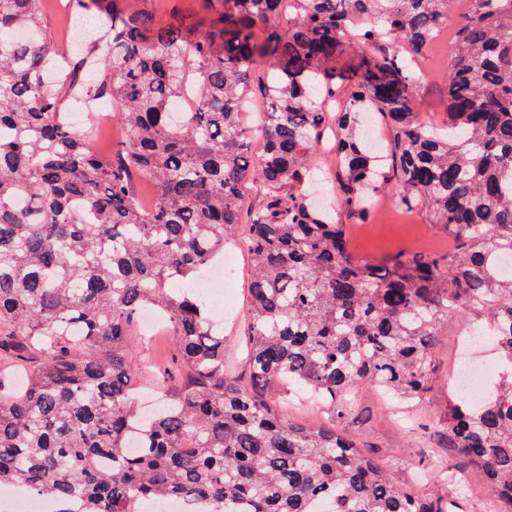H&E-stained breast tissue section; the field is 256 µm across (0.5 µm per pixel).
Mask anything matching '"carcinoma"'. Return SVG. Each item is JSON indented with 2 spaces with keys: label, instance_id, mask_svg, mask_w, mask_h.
Listing matches in <instances>:
<instances>
[{
  "label": "carcinoma",
  "instance_id": "obj_1",
  "mask_svg": "<svg viewBox=\"0 0 512 512\" xmlns=\"http://www.w3.org/2000/svg\"><path fill=\"white\" fill-rule=\"evenodd\" d=\"M107 16L65 75L47 65L54 36L40 0H0V352L25 373L0 394V485L21 482L59 512H129L181 497L214 512H460L439 493L416 498L340 425L347 393L370 385L408 402L434 380L440 336L477 309L500 372L479 405L455 395L448 446L482 468L494 512H512V0H76ZM454 31L446 122L412 112L415 57ZM23 31V41L1 38ZM387 37L397 52L368 53ZM276 72L262 130L246 120L250 71ZM95 65L98 81L83 71ZM347 90L336 114V184L349 219L390 188L426 209L458 246L387 262L352 254L346 225L303 186L329 126L321 93ZM193 111L175 121L186 85ZM112 100L121 148L94 152L63 104ZM389 120L383 145L358 118ZM150 181L143 207L134 176ZM251 279L242 337L247 381L224 361L209 299L193 288L241 224ZM171 327L185 380L172 404L137 414L127 367L141 310ZM293 383L338 424L290 422ZM139 452L126 453L131 430ZM193 441V452L182 445Z\"/></svg>",
  "mask_w": 512,
  "mask_h": 512
}]
</instances>
